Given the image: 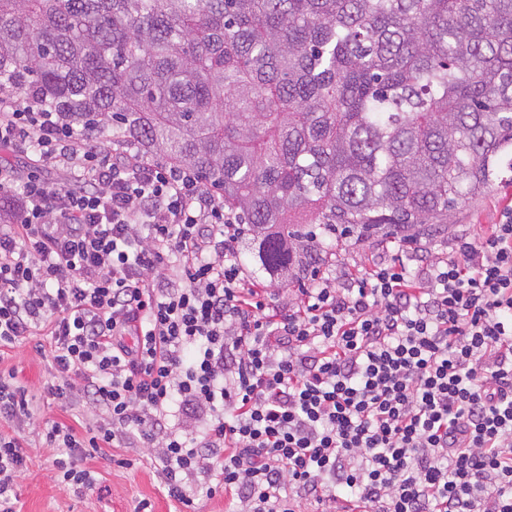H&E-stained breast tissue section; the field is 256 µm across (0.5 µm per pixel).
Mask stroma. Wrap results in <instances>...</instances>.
I'll list each match as a JSON object with an SVG mask.
<instances>
[{
	"label": "stroma",
	"mask_w": 512,
	"mask_h": 512,
	"mask_svg": "<svg viewBox=\"0 0 512 512\" xmlns=\"http://www.w3.org/2000/svg\"><path fill=\"white\" fill-rule=\"evenodd\" d=\"M512 214V184H495L479 199L459 204L450 218L444 235L427 239L432 252L449 250L456 239L490 225L505 221ZM333 264L348 271H358L389 258L399 247L395 241L342 239L331 244ZM44 336H30L20 347L0 361V367L14 369L17 379L33 397L35 427L21 435L28 455L27 470L17 488L18 512H134L141 500H149L152 512H170L169 501L162 493L157 464L144 448H103L85 465L94 470L96 487L83 495L64 490L59 484L53 461L58 449L48 447L38 433V425L58 421L77 427L93 422V415L60 406L47 391L55 378ZM129 459L126 467L118 459Z\"/></svg>",
	"instance_id": "stroma-1"
}]
</instances>
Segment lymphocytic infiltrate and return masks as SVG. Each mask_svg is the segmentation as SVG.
Returning <instances> with one entry per match:
<instances>
[{"mask_svg":"<svg viewBox=\"0 0 512 512\" xmlns=\"http://www.w3.org/2000/svg\"><path fill=\"white\" fill-rule=\"evenodd\" d=\"M0 93V355L49 339L60 484L105 445L146 448L169 500L227 512H512V219L359 277L313 266L288 303L251 280L245 227L188 167L103 148ZM64 173L61 182L50 171ZM0 512H16L32 399L0 370Z\"/></svg>","mask_w":512,"mask_h":512,"instance_id":"1","label":"lymphocytic infiltrate"}]
</instances>
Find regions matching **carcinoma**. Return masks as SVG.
Instances as JSON below:
<instances>
[{
  "mask_svg": "<svg viewBox=\"0 0 512 512\" xmlns=\"http://www.w3.org/2000/svg\"><path fill=\"white\" fill-rule=\"evenodd\" d=\"M0 80L194 169L272 275L414 240L512 171V0H0Z\"/></svg>",
  "mask_w": 512,
  "mask_h": 512,
  "instance_id": "cac0c4a2",
  "label": "carcinoma"
}]
</instances>
